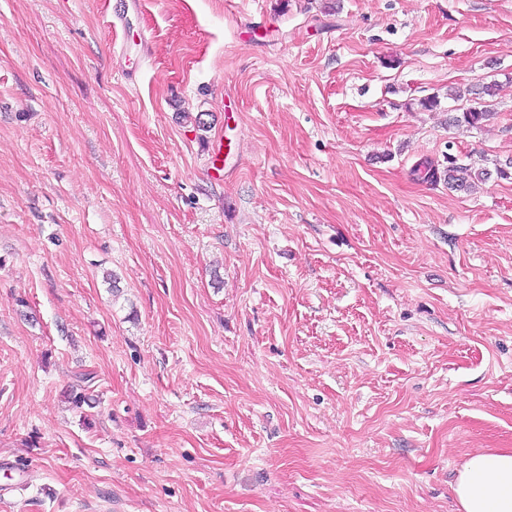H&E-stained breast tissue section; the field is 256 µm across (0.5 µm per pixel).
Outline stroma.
<instances>
[{
    "mask_svg": "<svg viewBox=\"0 0 512 512\" xmlns=\"http://www.w3.org/2000/svg\"><path fill=\"white\" fill-rule=\"evenodd\" d=\"M114 2L0 0V512H458L512 448V0H139L121 46ZM497 86L493 83H486L483 84L480 92L478 94H481V98H483L482 104L475 107H470L461 113V116L455 119L456 122L465 123L468 126L471 127H481L483 123L488 121L494 114L493 108H491L492 99L496 96ZM485 97L487 99H485ZM438 162L430 158L421 160L414 168V173L422 181L437 182L443 177L448 185L456 190L472 191L478 183L486 181V170H476L469 165L459 164L455 157L448 156V166L439 168Z\"/></svg>",
    "mask_w": 512,
    "mask_h": 512,
    "instance_id": "35a3bbf8",
    "label": "stroma"
}]
</instances>
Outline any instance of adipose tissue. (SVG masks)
<instances>
[{
    "instance_id": "1",
    "label": "adipose tissue",
    "mask_w": 512,
    "mask_h": 512,
    "mask_svg": "<svg viewBox=\"0 0 512 512\" xmlns=\"http://www.w3.org/2000/svg\"><path fill=\"white\" fill-rule=\"evenodd\" d=\"M454 493L461 512H512V448L472 455Z\"/></svg>"
}]
</instances>
